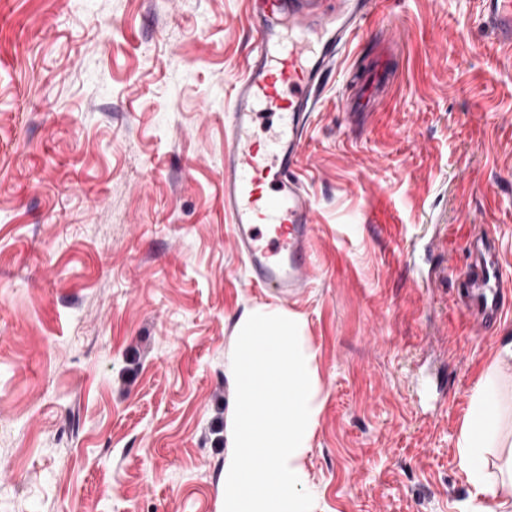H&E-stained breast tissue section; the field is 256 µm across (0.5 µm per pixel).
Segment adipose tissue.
I'll return each mask as SVG.
<instances>
[{
	"label": "adipose tissue",
	"mask_w": 512,
	"mask_h": 512,
	"mask_svg": "<svg viewBox=\"0 0 512 512\" xmlns=\"http://www.w3.org/2000/svg\"><path fill=\"white\" fill-rule=\"evenodd\" d=\"M503 420L492 382L480 384L458 440L459 467L473 488L467 512H512V458L498 478H490L486 468L487 449L502 441Z\"/></svg>",
	"instance_id": "obj_1"
}]
</instances>
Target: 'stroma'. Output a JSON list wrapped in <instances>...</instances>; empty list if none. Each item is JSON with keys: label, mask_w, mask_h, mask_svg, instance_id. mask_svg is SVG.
I'll use <instances>...</instances> for the list:
<instances>
[{"label": "stroma", "mask_w": 512, "mask_h": 512, "mask_svg": "<svg viewBox=\"0 0 512 512\" xmlns=\"http://www.w3.org/2000/svg\"><path fill=\"white\" fill-rule=\"evenodd\" d=\"M480 8L380 0L312 117L315 272L281 304L224 216L247 0H0V512H221L259 305L316 353L315 512H464L460 429L512 343V309L479 333L457 305L472 236L512 277V48ZM391 77L392 71L387 64L378 65L375 68L373 79L364 84L361 94L356 98L357 109L362 112L370 110L376 101L378 87L388 83Z\"/></svg>", "instance_id": "obj_1"}]
</instances>
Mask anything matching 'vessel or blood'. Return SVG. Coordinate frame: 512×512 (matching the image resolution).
I'll return each instance as SVG.
<instances>
[{"mask_svg": "<svg viewBox=\"0 0 512 512\" xmlns=\"http://www.w3.org/2000/svg\"><path fill=\"white\" fill-rule=\"evenodd\" d=\"M255 35L224 120V214L250 287L282 301L306 293L316 233L310 193L296 174L312 112L350 43L363 36L377 0H248ZM482 21L512 46V0H483ZM378 65L356 100L367 111L390 81ZM274 117L268 143L252 135L259 116ZM493 241L470 243L472 263L460 302L470 322L491 331L500 321L512 282L491 260Z\"/></svg>", "mask_w": 512, "mask_h": 512, "instance_id": "b4317fda", "label": "vessel or blood"}]
</instances>
